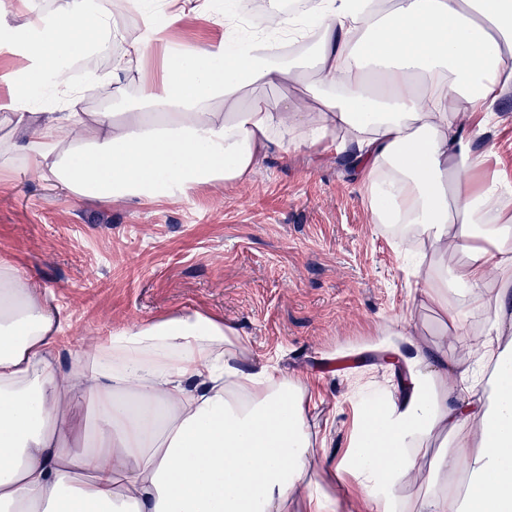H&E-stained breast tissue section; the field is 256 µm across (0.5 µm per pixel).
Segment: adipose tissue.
Wrapping results in <instances>:
<instances>
[{
  "mask_svg": "<svg viewBox=\"0 0 512 512\" xmlns=\"http://www.w3.org/2000/svg\"><path fill=\"white\" fill-rule=\"evenodd\" d=\"M165 7L161 21L138 9L131 51L100 79L125 111L82 112L92 87H74L64 63L124 40L122 17L110 0L50 12L15 0L29 22L0 25V47L21 59L0 76V108L28 169L79 197L149 202L243 181L272 149L348 151L371 223L416 227L414 293L455 345L410 339L399 386L377 399L354 387L359 425L328 466L333 490L311 474L307 382L246 365L222 317L183 307L118 325L64 373V308L1 262L0 512H512V208L497 179L472 186L489 154L460 119L483 114L487 131L512 89V0H383L364 13L317 0V36L298 56L295 13L274 8L255 35L187 49L171 30L203 6ZM287 80L309 98L239 106L244 87ZM46 86L59 111H34ZM437 437L448 446L427 457Z\"/></svg>",
  "mask_w": 512,
  "mask_h": 512,
  "instance_id": "ef3b65f1",
  "label": "adipose tissue"
}]
</instances>
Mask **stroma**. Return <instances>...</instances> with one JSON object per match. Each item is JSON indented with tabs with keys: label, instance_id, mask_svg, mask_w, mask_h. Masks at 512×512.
I'll return each instance as SVG.
<instances>
[{
	"label": "stroma",
	"instance_id": "35a3bbf8",
	"mask_svg": "<svg viewBox=\"0 0 512 512\" xmlns=\"http://www.w3.org/2000/svg\"><path fill=\"white\" fill-rule=\"evenodd\" d=\"M500 115L476 144L494 148L488 173L512 180V94ZM415 244L371 224L347 154L333 149L273 151L244 183L146 205L71 197L19 160L0 169V259L67 309L62 369L122 323L180 307L224 316L249 363L309 380L310 426L328 435L314 465L323 484L355 428L351 382L391 377L387 353L408 349L390 328L450 341L410 292L403 255Z\"/></svg>",
	"mask_w": 512,
	"mask_h": 512
}]
</instances>
